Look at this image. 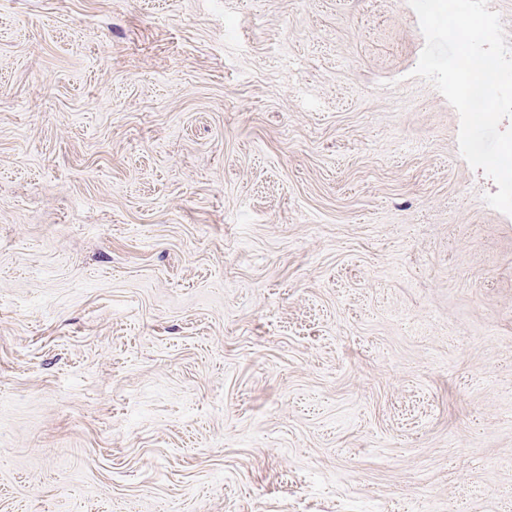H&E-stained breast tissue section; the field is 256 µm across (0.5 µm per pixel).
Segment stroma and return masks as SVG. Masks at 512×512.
<instances>
[{"label": "stroma", "mask_w": 512, "mask_h": 512, "mask_svg": "<svg viewBox=\"0 0 512 512\" xmlns=\"http://www.w3.org/2000/svg\"><path fill=\"white\" fill-rule=\"evenodd\" d=\"M407 0H0V512H512V216Z\"/></svg>", "instance_id": "obj_1"}]
</instances>
